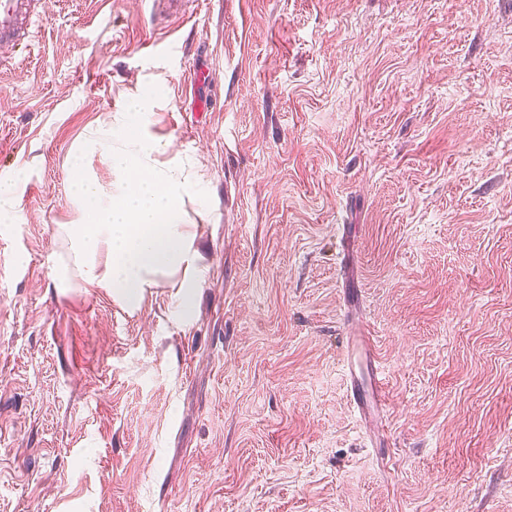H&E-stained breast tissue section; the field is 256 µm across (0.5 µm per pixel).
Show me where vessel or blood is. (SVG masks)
I'll use <instances>...</instances> for the list:
<instances>
[{"instance_id":"b4317fda","label":"vessel or blood","mask_w":512,"mask_h":512,"mask_svg":"<svg viewBox=\"0 0 512 512\" xmlns=\"http://www.w3.org/2000/svg\"><path fill=\"white\" fill-rule=\"evenodd\" d=\"M31 0H0V43H17L21 22ZM346 366L349 398L374 443L388 432L384 402V373L365 323L352 324L346 338Z\"/></svg>"}]
</instances>
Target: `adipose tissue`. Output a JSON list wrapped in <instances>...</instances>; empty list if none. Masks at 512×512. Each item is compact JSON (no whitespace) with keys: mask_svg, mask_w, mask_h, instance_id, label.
Instances as JSON below:
<instances>
[{"mask_svg":"<svg viewBox=\"0 0 512 512\" xmlns=\"http://www.w3.org/2000/svg\"><path fill=\"white\" fill-rule=\"evenodd\" d=\"M151 101L150 95L138 96L120 119L90 130L81 146L104 157L113 181L103 190L82 164H74L72 199L80 220L60 227L69 250L51 267L58 291L100 289L135 311L163 284L183 289L197 283L200 255L194 244L200 227L189 220L184 204L207 210L209 184L185 175L170 154V141L150 132Z\"/></svg>","mask_w":512,"mask_h":512,"instance_id":"1","label":"adipose tissue"}]
</instances>
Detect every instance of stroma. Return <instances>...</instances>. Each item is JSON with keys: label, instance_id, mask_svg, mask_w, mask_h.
<instances>
[{"label": "stroma", "instance_id": "stroma-1", "mask_svg": "<svg viewBox=\"0 0 512 512\" xmlns=\"http://www.w3.org/2000/svg\"><path fill=\"white\" fill-rule=\"evenodd\" d=\"M44 2L0 67V512H512V0ZM150 87L210 202L197 287L130 314L50 268L75 148ZM346 338L349 398L375 445L388 437L384 402V373L368 326L352 324Z\"/></svg>", "mask_w": 512, "mask_h": 512}]
</instances>
